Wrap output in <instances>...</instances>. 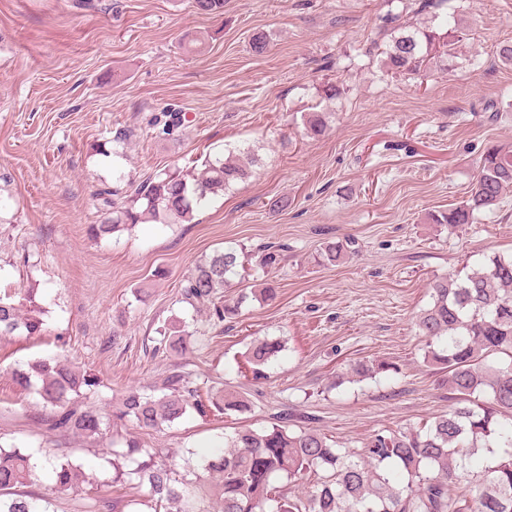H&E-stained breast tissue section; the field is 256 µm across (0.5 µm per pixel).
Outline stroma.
<instances>
[{
  "label": "stroma",
  "instance_id": "1",
  "mask_svg": "<svg viewBox=\"0 0 512 512\" xmlns=\"http://www.w3.org/2000/svg\"><path fill=\"white\" fill-rule=\"evenodd\" d=\"M410 3L224 0L214 16L191 0H0V293L36 287L47 309L43 336L0 340L1 442L59 446L101 474L113 439L131 433L182 469L284 408L354 451L448 411L414 319L433 281L512 253V189L476 223L432 221L465 200L488 148L512 145V65L498 56L512 41V0H451L467 39L451 70L424 76L388 72L372 47L380 29L430 21ZM328 84L336 99H325ZM169 108L187 122L165 134L156 119ZM316 111L328 127L312 137L302 117ZM227 149L260 163L193 223L90 235L103 192L165 169L199 172ZM345 240L349 259L317 264L324 242ZM270 244L284 261L264 270L251 259L248 277L224 290L229 302L250 294L236 322L182 302L200 260ZM268 281L279 289L271 302L257 295ZM176 317L189 323L188 350L153 353L157 327ZM267 337L285 349L264 378L238 373ZM54 357L95 379L90 401L107 412L175 367L247 393L251 410L193 411L157 431L121 422L100 442L59 433L12 377ZM353 358L399 372L333 388Z\"/></svg>",
  "mask_w": 512,
  "mask_h": 512
}]
</instances>
